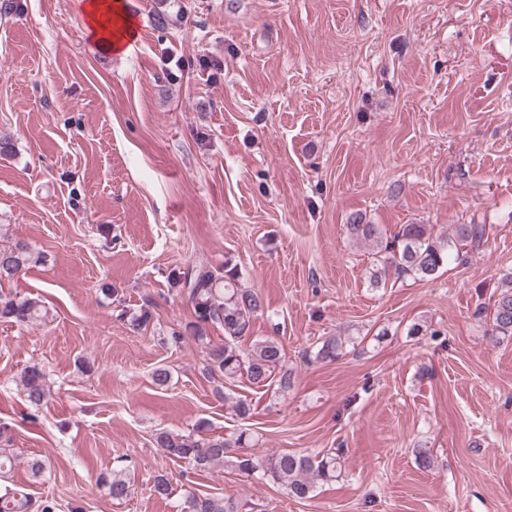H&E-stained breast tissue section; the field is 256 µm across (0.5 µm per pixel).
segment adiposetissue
Segmentation results:
<instances>
[{
  "label": "adipose tissue",
  "mask_w": 512,
  "mask_h": 512,
  "mask_svg": "<svg viewBox=\"0 0 512 512\" xmlns=\"http://www.w3.org/2000/svg\"><path fill=\"white\" fill-rule=\"evenodd\" d=\"M80 9L92 38L106 52H119L134 32L123 0H81Z\"/></svg>",
  "instance_id": "1"
}]
</instances>
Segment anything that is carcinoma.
Returning <instances> with one entry per match:
<instances>
[{"label": "carcinoma", "instance_id": "cac0c4a2", "mask_svg": "<svg viewBox=\"0 0 512 512\" xmlns=\"http://www.w3.org/2000/svg\"><path fill=\"white\" fill-rule=\"evenodd\" d=\"M348 236L372 248L379 269L374 273L373 285L387 283V277L413 275L421 280H432L448 264V240L433 236L426 224H403L393 239H384L379 225L352 217L346 225ZM456 241L471 247H480L485 236L483 224H460L455 230ZM44 258L32 245L15 239L0 245V286L12 284L21 273ZM242 272L230 261L215 268L209 263L192 262L185 268L169 273L170 286L177 289L193 308L194 320L185 325V332L174 331L162 337V343L177 345L189 333L206 353V371L212 377L229 379L244 376L256 387H265L272 375L282 367L284 349L273 338L251 339L252 321L264 314L262 297L252 288L241 286ZM44 302L17 292L0 294V320L19 327L27 326L46 316ZM491 335L512 337V277L504 282L494 302L491 315ZM224 326V343L215 345L208 340L207 327ZM348 339L342 336L325 338L315 353L321 361H333L343 351ZM29 409L27 418L36 420V412L51 397L45 370L38 364L25 367L19 378ZM210 423L201 419L192 431H161L156 434L157 447L168 457L187 463L195 472L209 473L217 467L244 474L262 473L286 494L298 500L312 498L320 482H329L341 475L343 455L338 453L313 456L292 451H274L257 456L240 455L234 447L252 441L251 436L240 433L233 440L222 436H207ZM98 481L107 489L114 501L130 494V481L126 468L117 465L100 474ZM246 502L232 496L224 497L184 490L178 512H242ZM0 512H57L53 499H36L31 494L9 486L0 490Z\"/></svg>", "mask_w": 512, "mask_h": 512}]
</instances>
